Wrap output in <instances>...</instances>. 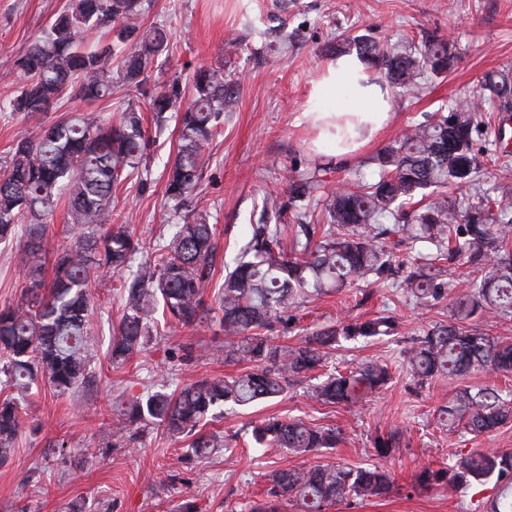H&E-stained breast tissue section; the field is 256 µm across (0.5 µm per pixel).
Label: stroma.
<instances>
[{
    "label": "stroma",
    "instance_id": "stroma-1",
    "mask_svg": "<svg viewBox=\"0 0 512 512\" xmlns=\"http://www.w3.org/2000/svg\"><path fill=\"white\" fill-rule=\"evenodd\" d=\"M67 0H0V101L13 98L23 77L15 66L18 54L64 10ZM146 23H161L170 33L173 53L157 83L171 76L191 79L195 69L227 58V70L245 72L240 96L224 114V131L209 146L197 204L216 226L218 260L232 266L239 248L256 223L254 203L266 190L286 193L289 176L306 175L318 162L309 146L303 114L313 82L324 66L319 47L331 34L370 29L373 36L398 43L438 30L454 39L461 59L448 76L426 82L414 98L393 96L385 130L366 147L369 157L395 139L407 125L423 121L442 104L479 86L487 75L512 77V0H288L276 20H259L254 0H152ZM244 37L246 48L226 57L229 35ZM287 38L288 54H260L265 40ZM177 143L167 126L151 144L145 184L129 182L113 196L116 223L126 225L147 244L165 243L178 219L165 195L164 165ZM485 152L481 187L512 202V154L500 156L492 139L477 137ZM17 245H0V307L24 294L26 272L15 261ZM120 275L108 273L92 289L89 351L93 357L89 387L78 395L54 396L40 387L27 400V422L16 451L0 465V512H67L75 501L88 512H241L259 498L265 473L315 464L371 466L383 463L398 488L386 498L338 505L335 512H489L492 486L457 493L438 487L412 490L416 471L446 465L472 450L512 453V423L476 436L448 432L437 410L462 388L487 385L512 392V376L479 373L440 378L424 386L396 372L387 389L359 406L325 405L310 399L306 384L282 397L226 413L212 430L231 438L244 427L270 418L302 419L341 429L337 448L307 456L279 448L256 451L235 445V461L215 449L199 462L181 461L177 442L156 430L136 425L117 431L113 415L121 402L156 383L179 388L204 377L238 373L214 352L224 335L214 323L178 327L168 338L150 343L137 360L113 366L107 360L111 328L123 315ZM386 313L395 317L393 335L337 350V367L364 360L397 364L410 337L428 325L448 320L450 305H415L403 296L397 279L379 287L360 282L342 293L311 301L294 319L277 325L270 336L277 344L295 346L310 328L350 315L362 320ZM397 429L404 439L397 452L378 458L376 436Z\"/></svg>",
    "mask_w": 512,
    "mask_h": 512
}]
</instances>
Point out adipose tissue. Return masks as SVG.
<instances>
[{
    "label": "adipose tissue",
    "instance_id": "adipose-tissue-1",
    "mask_svg": "<svg viewBox=\"0 0 512 512\" xmlns=\"http://www.w3.org/2000/svg\"><path fill=\"white\" fill-rule=\"evenodd\" d=\"M391 109L389 91L372 81L367 61L352 54L324 65L304 118L315 145H332L336 162L347 164L384 130Z\"/></svg>",
    "mask_w": 512,
    "mask_h": 512
}]
</instances>
